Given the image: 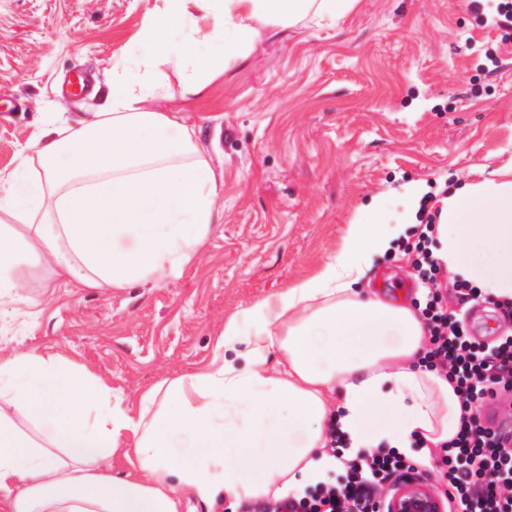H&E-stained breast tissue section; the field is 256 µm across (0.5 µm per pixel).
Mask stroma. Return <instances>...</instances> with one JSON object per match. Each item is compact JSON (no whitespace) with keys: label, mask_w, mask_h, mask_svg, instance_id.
Segmentation results:
<instances>
[{"label":"stroma","mask_w":512,"mask_h":512,"mask_svg":"<svg viewBox=\"0 0 512 512\" xmlns=\"http://www.w3.org/2000/svg\"><path fill=\"white\" fill-rule=\"evenodd\" d=\"M160 0H0V173L33 156L49 122L97 111L98 95L63 92L92 73L100 91L135 66L146 14ZM498 0H357L333 28L299 24L256 44L196 98L165 69L148 111L176 112L223 188L216 222L175 279L75 288L46 263L19 272L23 304L0 319V346L75 362L128 410L153 386L203 370L224 323L319 271L374 196L388 221L405 187L433 194L512 165V40L488 26ZM422 227L380 258L373 288L420 287ZM448 307L472 336L512 334L487 299Z\"/></svg>","instance_id":"obj_1"}]
</instances>
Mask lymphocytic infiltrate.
Returning <instances> with one entry per match:
<instances>
[{"label": "lymphocytic infiltrate", "instance_id": "1", "mask_svg": "<svg viewBox=\"0 0 512 512\" xmlns=\"http://www.w3.org/2000/svg\"><path fill=\"white\" fill-rule=\"evenodd\" d=\"M431 291L423 310L429 331L424 358L445 372L461 400L460 428L440 443L435 471L447 481L453 512H512V430L489 424L480 409L489 396L512 389V336L485 345ZM344 483H324L310 497L252 504L251 512H384L382 483L411 477L416 467L395 450L368 449L349 461Z\"/></svg>", "mask_w": 512, "mask_h": 512}]
</instances>
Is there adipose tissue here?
<instances>
[{"label": "adipose tissue", "mask_w": 512, "mask_h": 512, "mask_svg": "<svg viewBox=\"0 0 512 512\" xmlns=\"http://www.w3.org/2000/svg\"><path fill=\"white\" fill-rule=\"evenodd\" d=\"M161 2L145 54L113 72L99 111L36 139L41 176L25 164L0 174L1 300L20 302L19 270L33 259L90 288L179 277L210 232L221 185L177 113L142 109L161 66L177 68L183 97L198 96L265 36L302 22L334 27L356 0ZM217 40L220 51L202 56ZM427 192L409 184L411 204L391 224L381 207L362 212L316 275L230 318L206 369L159 383L136 413L71 362L0 353V512H179L184 490L215 512L302 495L384 442L427 461V443L458 431L459 396L420 364L422 319L372 288L376 258L405 235ZM46 202L53 220L34 223ZM438 204L435 258L512 302V166ZM20 417L36 438L22 435ZM329 423L348 443L338 459L324 451ZM123 429L136 436L137 481L108 472Z\"/></svg>", "instance_id": "ef3b65f1"}]
</instances>
